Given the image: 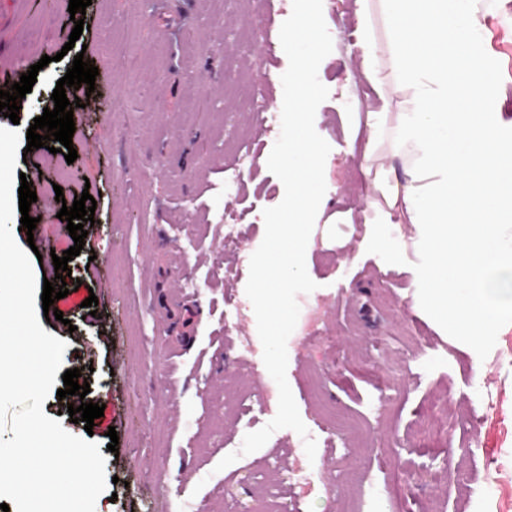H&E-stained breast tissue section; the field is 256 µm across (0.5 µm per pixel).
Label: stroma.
Listing matches in <instances>:
<instances>
[{
  "mask_svg": "<svg viewBox=\"0 0 512 512\" xmlns=\"http://www.w3.org/2000/svg\"><path fill=\"white\" fill-rule=\"evenodd\" d=\"M69 0H15L0 20L10 52L0 67L39 61L45 26L71 33ZM480 37L498 61L512 121V0H472ZM292 11V0H92L79 38L97 67L95 92L73 110L78 157L39 148L17 163L37 195L33 234L14 231L20 247L42 256L35 277L54 279L52 256L74 241L58 213L82 192L96 201L79 256L69 261L67 297L55 300L62 320L46 332L66 341L63 369H80L87 401L104 407L92 431L74 424L66 401L49 395L45 415L68 432L91 436L106 449L111 482L95 512H512V322H503L481 351L469 336L445 331L418 309L416 279L425 254L413 224H388L376 208L359 155L367 140V106L379 105L364 74L358 44L369 21L373 58L385 85L389 36L380 0H324L333 50L319 80L329 96L315 129L329 144L326 193L316 217L306 268L316 288L298 295L301 310L321 309L315 326L287 341V380L307 429L326 412L360 421L359 447L342 431L318 442L308 459L293 430L275 431L258 451L228 467L222 458L247 433L271 421L278 388L260 358L240 355L242 338L257 339L247 302L246 265L260 246L262 211L279 204L282 182L259 161L270 154L280 126L254 134L260 111L280 113L282 47H269ZM111 16L123 52L101 46L100 21ZM74 60L66 54L39 70L21 101L27 132ZM241 215L237 257L224 253L215 215ZM386 241L390 260L378 249ZM97 296L96 310L84 307ZM391 378L389 402L378 382ZM441 434L420 444L422 416ZM119 437L107 449L108 430ZM309 467V486L290 470Z\"/></svg>",
  "mask_w": 512,
  "mask_h": 512,
  "instance_id": "stroma-1",
  "label": "stroma"
}]
</instances>
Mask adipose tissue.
I'll return each instance as SVG.
<instances>
[{"label":"adipose tissue","instance_id":"adipose-tissue-1","mask_svg":"<svg viewBox=\"0 0 512 512\" xmlns=\"http://www.w3.org/2000/svg\"><path fill=\"white\" fill-rule=\"evenodd\" d=\"M383 2L394 89L411 96L401 111L368 113L360 162L397 131L401 167L370 185L387 219L420 229L423 305L480 346L512 316V122L500 112L497 61L470 0Z\"/></svg>","mask_w":512,"mask_h":512}]
</instances>
